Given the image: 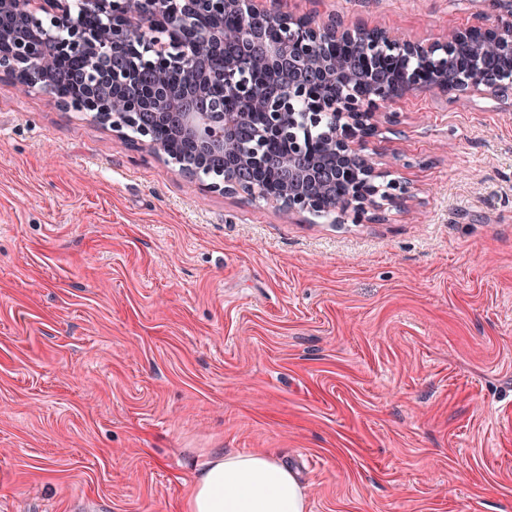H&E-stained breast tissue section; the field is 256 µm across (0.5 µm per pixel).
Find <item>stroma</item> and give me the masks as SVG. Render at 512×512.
<instances>
[{
  "label": "stroma",
  "instance_id": "obj_1",
  "mask_svg": "<svg viewBox=\"0 0 512 512\" xmlns=\"http://www.w3.org/2000/svg\"><path fill=\"white\" fill-rule=\"evenodd\" d=\"M434 39L484 0H277ZM373 220L205 191L0 77V512H186L213 450L308 512H512V99L417 92Z\"/></svg>",
  "mask_w": 512,
  "mask_h": 512
}]
</instances>
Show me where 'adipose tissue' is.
<instances>
[{
    "label": "adipose tissue",
    "mask_w": 512,
    "mask_h": 512,
    "mask_svg": "<svg viewBox=\"0 0 512 512\" xmlns=\"http://www.w3.org/2000/svg\"><path fill=\"white\" fill-rule=\"evenodd\" d=\"M188 512H306V496L273 454L217 450L194 477Z\"/></svg>",
    "instance_id": "ef3b65f1"
}]
</instances>
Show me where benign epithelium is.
<instances>
[{
  "instance_id": "benign-epithelium-1",
  "label": "benign epithelium",
  "mask_w": 512,
  "mask_h": 512,
  "mask_svg": "<svg viewBox=\"0 0 512 512\" xmlns=\"http://www.w3.org/2000/svg\"><path fill=\"white\" fill-rule=\"evenodd\" d=\"M493 21L485 27L452 31L435 40L406 38L383 28L364 30L334 21L316 24L307 15L272 11L262 0H0V75L19 87L53 93L56 60L75 55L95 77L88 92L59 105L77 112H90L112 131L136 128L143 146L156 158L178 167L192 178L199 177L194 162L206 153L224 157V171L204 184L207 191L224 195L260 196L280 212L293 216L336 214L342 220L361 222L374 207L378 192L386 200L405 204L411 198L407 186L389 178V172L362 152L365 141L378 132L380 121L400 122L396 112L381 108L414 91H433L456 98L474 94L495 98L512 96V78L488 74L483 60L499 56L512 60V0H485ZM82 15L101 18L98 27H87L75 19L74 5ZM248 13L265 17L288 30V38L273 41L260 53L249 45L251 30L241 23L230 32L224 15ZM207 16L206 32L186 28L178 40L171 26L183 19ZM369 36L375 47L385 48L380 62L392 69L411 59L429 66L415 69L399 82L380 85L369 92H353L336 99L317 91L320 83L333 82L343 68L341 61L327 64L321 41L328 38L353 40ZM227 42L239 54L223 55V68L207 74L201 65L213 48ZM142 46L145 65L159 85L175 80L182 85L178 95L159 101L153 113L158 129L146 125L141 104L117 89L115 71L128 62L123 50ZM464 53L467 66L463 76L448 79V60ZM279 65L294 73L287 88L266 83L253 95L249 107L216 104L210 84L224 86V98L244 87L240 75H258ZM306 101L298 112L294 100ZM264 122V136L288 139V154L278 158L280 179L267 187L255 186L242 173L258 161V153L245 148L243 133L256 114ZM321 129V153L311 155L308 143L296 133L299 127ZM182 140L197 149L185 160L170 154L168 140ZM340 173L345 193L330 202L326 171Z\"/></svg>"
}]
</instances>
